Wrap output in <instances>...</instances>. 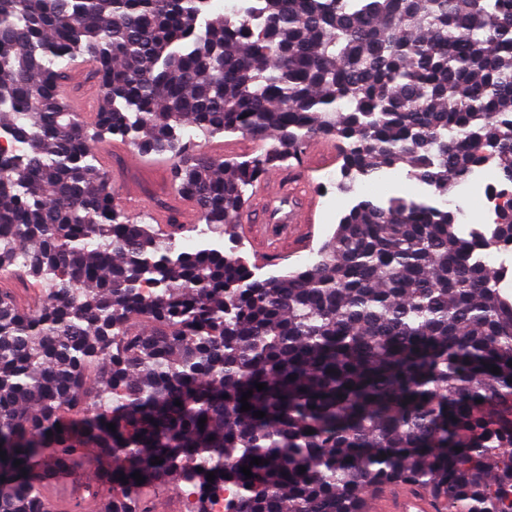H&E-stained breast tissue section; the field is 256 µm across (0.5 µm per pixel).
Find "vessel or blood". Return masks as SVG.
I'll list each match as a JSON object with an SVG mask.
<instances>
[{
  "instance_id": "b4317fda",
  "label": "vessel or blood",
  "mask_w": 512,
  "mask_h": 512,
  "mask_svg": "<svg viewBox=\"0 0 512 512\" xmlns=\"http://www.w3.org/2000/svg\"><path fill=\"white\" fill-rule=\"evenodd\" d=\"M335 147L324 143L316 147L304 161L303 172L275 176L261 182L256 190L259 204L272 217L268 224H250L246 231L251 241L266 256L282 255L304 246L310 222L311 186L305 175L333 160ZM369 512H444L441 502L417 487L398 484L372 493L368 498Z\"/></svg>"
}]
</instances>
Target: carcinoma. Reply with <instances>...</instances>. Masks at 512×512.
I'll return each instance as SVG.
<instances>
[{"instance_id":"cac0c4a2","label":"carcinoma","mask_w":512,"mask_h":512,"mask_svg":"<svg viewBox=\"0 0 512 512\" xmlns=\"http://www.w3.org/2000/svg\"><path fill=\"white\" fill-rule=\"evenodd\" d=\"M246 2L0 0V128L22 150L0 153V272L48 284L33 306L0 289V512H54L34 470L84 464L105 512L182 483L195 512L221 485L224 512H366L396 482L512 512V303L475 261L512 243V193L470 238L435 199L362 194L315 262L260 279L134 223L95 150L172 161L230 237L248 190L318 138L342 195L405 166L446 197L489 159L512 186V0ZM79 58L92 117L65 101ZM189 127L274 144L226 161Z\"/></svg>"}]
</instances>
